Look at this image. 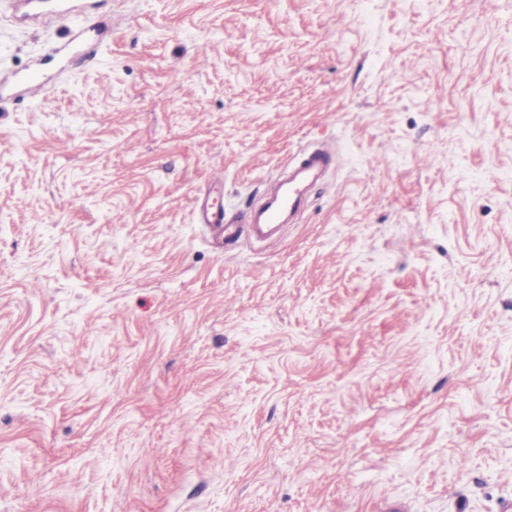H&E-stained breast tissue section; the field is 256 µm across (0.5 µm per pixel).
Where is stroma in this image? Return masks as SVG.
I'll list each match as a JSON object with an SVG mask.
<instances>
[{
    "instance_id": "35a3bbf8",
    "label": "stroma",
    "mask_w": 512,
    "mask_h": 512,
    "mask_svg": "<svg viewBox=\"0 0 512 512\" xmlns=\"http://www.w3.org/2000/svg\"><path fill=\"white\" fill-rule=\"evenodd\" d=\"M75 2L0 0V512H501L512 0ZM299 163L288 180L282 182L278 191L259 210L248 209L234 220L226 221L224 208H214L207 202L199 203L197 222L207 224L217 235H224V241L234 240L246 230L260 238L268 229L282 224V216L293 210L305 197L311 187L309 179L327 168L332 161L331 155L323 150L302 149L294 157Z\"/></svg>"
}]
</instances>
